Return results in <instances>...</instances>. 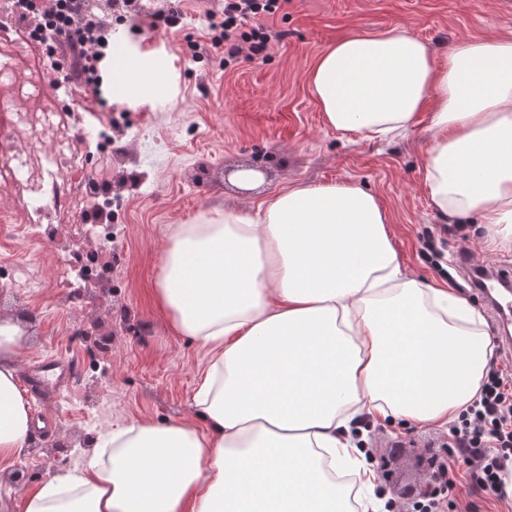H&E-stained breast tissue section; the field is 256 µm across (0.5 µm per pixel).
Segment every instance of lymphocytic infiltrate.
<instances>
[{"mask_svg": "<svg viewBox=\"0 0 512 512\" xmlns=\"http://www.w3.org/2000/svg\"><path fill=\"white\" fill-rule=\"evenodd\" d=\"M84 0H18L28 14L44 20L50 41L63 42L72 52V72L81 78L84 93L73 99V112H91L102 106L98 69L105 57L109 23L89 21ZM283 0H224L221 12H208V44L225 63L240 56L264 60L283 43L284 30L270 25ZM457 462L467 466L481 489L500 493L503 475L511 465L512 380L490 366L476 400L450 427Z\"/></svg>", "mask_w": 512, "mask_h": 512, "instance_id": "1", "label": "lymphocytic infiltrate"}]
</instances>
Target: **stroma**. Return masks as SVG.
Listing matches in <instances>:
<instances>
[{"instance_id":"obj_1","label":"stroma","mask_w":512,"mask_h":512,"mask_svg":"<svg viewBox=\"0 0 512 512\" xmlns=\"http://www.w3.org/2000/svg\"><path fill=\"white\" fill-rule=\"evenodd\" d=\"M180 7L182 26L157 29L154 42L175 57L171 97L113 113L111 156L87 146L86 163L75 171L80 178L102 168L109 173L111 250L98 249L87 235L80 202L63 213L49 203L37 224L19 194L0 187V264L42 272L40 287H0V318L25 335L20 371L40 369L49 357L75 368L55 397H29L33 418L49 415L53 422L36 430L20 460L0 467V498L16 505L49 477L81 468L101 431L133 421H193V395L209 355L167 330L155 298L174 225L224 206L255 213L292 185L348 182L376 194L388 211L391 243L407 276L454 288L481 312L484 299L467 288L457 257L512 269V246H493L486 225L434 212L422 168L427 121L390 141L341 132L326 125L308 82L316 57L353 34L403 24L440 58L461 38L512 36V0H288L276 22L288 36L272 57H242L228 66L191 52L206 44L205 12L220 10L222 0H182ZM14 69L36 72L44 103L83 92L77 81L55 88L56 73L39 66L37 54L15 60ZM253 166L256 181L241 187L236 174ZM59 222L78 229L63 250L45 236ZM429 239L439 258L426 250ZM75 249L107 271L104 286L61 280ZM363 438L382 497L394 512H413L424 461L442 453L447 429L372 423ZM449 501L447 512H512L511 496L486 494L461 477Z\"/></svg>"}]
</instances>
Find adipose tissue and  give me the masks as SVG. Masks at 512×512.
<instances>
[{
    "mask_svg": "<svg viewBox=\"0 0 512 512\" xmlns=\"http://www.w3.org/2000/svg\"><path fill=\"white\" fill-rule=\"evenodd\" d=\"M170 66L120 47L113 102H154ZM309 81L338 131L400 135L429 111L432 207L512 243V37L463 39L440 60L397 25L327 47ZM388 220L375 194L344 182L288 188L257 219L216 209L177 225L156 297L170 331L210 354L198 424L105 432L24 512H380L353 424L447 425L478 397L492 354L472 306L402 273ZM22 341L0 320L1 464L33 436Z\"/></svg>",
    "mask_w": 512,
    "mask_h": 512,
    "instance_id": "ef3b65f1",
    "label": "adipose tissue"
}]
</instances>
